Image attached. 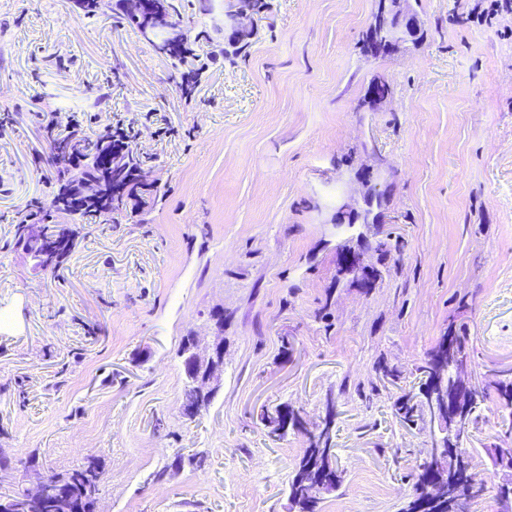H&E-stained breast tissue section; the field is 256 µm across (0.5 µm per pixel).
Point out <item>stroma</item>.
I'll return each mask as SVG.
<instances>
[{
	"mask_svg": "<svg viewBox=\"0 0 512 512\" xmlns=\"http://www.w3.org/2000/svg\"><path fill=\"white\" fill-rule=\"evenodd\" d=\"M250 53L224 55V0H181L200 75L131 25L122 0L84 17L74 0H0V495L35 474L100 460L97 512H289L307 446L273 436L262 409L311 421L336 405L342 485L322 512H401L436 423L392 412L449 324L469 374L512 368V8L410 0L424 38L370 59L374 0H267ZM390 87L363 107L369 84ZM87 135L132 127L166 194L116 222L79 227L56 271L32 274L19 212L58 189L49 122ZM173 128L174 136L160 134ZM382 223L340 224L367 186ZM369 240L382 277L338 276ZM224 312V376L207 411L181 410L184 337ZM398 368L391 386L379 365ZM512 408L482 405L470 446L488 482L471 512H497L491 446ZM202 456L163 481L176 453Z\"/></svg>",
	"mask_w": 512,
	"mask_h": 512,
	"instance_id": "obj_1",
	"label": "stroma"
}]
</instances>
